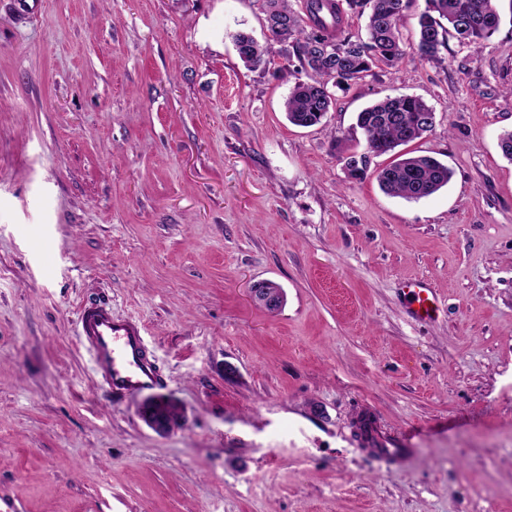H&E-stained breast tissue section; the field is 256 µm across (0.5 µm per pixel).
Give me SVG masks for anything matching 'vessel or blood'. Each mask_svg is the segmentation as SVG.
Masks as SVG:
<instances>
[{"mask_svg":"<svg viewBox=\"0 0 512 512\" xmlns=\"http://www.w3.org/2000/svg\"><path fill=\"white\" fill-rule=\"evenodd\" d=\"M403 294L414 319L429 320L437 313L436 293L427 282H407ZM78 340L89 353L102 386L114 399L153 390L161 383L162 375L146 350L143 326L113 316L107 303L82 306Z\"/></svg>","mask_w":512,"mask_h":512,"instance_id":"1","label":"vessel or blood"}]
</instances>
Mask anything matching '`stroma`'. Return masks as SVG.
<instances>
[{
  "instance_id": "obj_1",
  "label": "stroma",
  "mask_w": 512,
  "mask_h": 512,
  "mask_svg": "<svg viewBox=\"0 0 512 512\" xmlns=\"http://www.w3.org/2000/svg\"><path fill=\"white\" fill-rule=\"evenodd\" d=\"M423 6L397 66L302 128L289 45L267 71L232 40H265L258 0H0V512H512V0L436 61ZM388 94L436 112L408 146L453 172L430 198L345 174ZM89 299L144 326L182 427L103 390ZM364 416L408 456L363 445ZM404 298L410 315L416 320H430L438 311L434 288L426 281L414 280L403 288Z\"/></svg>"
}]
</instances>
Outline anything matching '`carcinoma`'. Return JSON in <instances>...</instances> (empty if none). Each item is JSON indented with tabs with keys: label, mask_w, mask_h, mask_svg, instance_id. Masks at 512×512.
Segmentation results:
<instances>
[{
	"label": "carcinoma",
	"mask_w": 512,
	"mask_h": 512,
	"mask_svg": "<svg viewBox=\"0 0 512 512\" xmlns=\"http://www.w3.org/2000/svg\"><path fill=\"white\" fill-rule=\"evenodd\" d=\"M498 0H424L419 13L416 51L424 59L439 58L448 39L476 47L500 27ZM412 0H303L302 10L289 0H261L268 38L261 44L250 34L232 35L245 66L255 69L270 62L272 44L290 42L296 59L293 72L305 79L295 83L284 106L288 121L298 127L322 123L335 101L331 88L347 91L373 75V69L394 66L404 55L400 22ZM366 17L365 36L348 32L341 20ZM433 112L418 95L386 96L358 113L356 126L364 135L361 161L347 177L362 180L371 157L395 152L419 136L413 128ZM452 171L427 155L409 152L376 171L381 190L394 197L419 201L448 185Z\"/></svg>",
	"instance_id": "1"
}]
</instances>
